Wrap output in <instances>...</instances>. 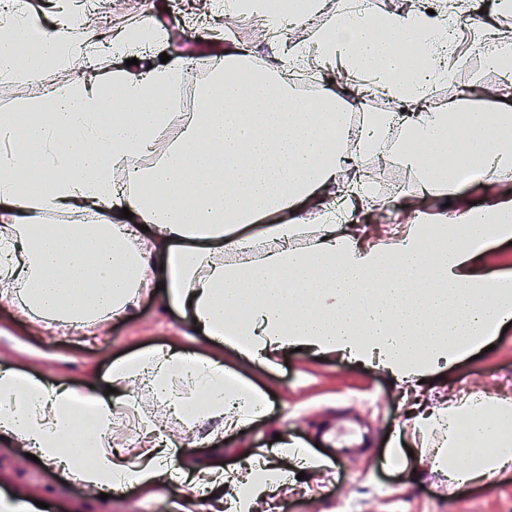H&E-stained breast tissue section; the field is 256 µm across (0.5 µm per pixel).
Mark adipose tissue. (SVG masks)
<instances>
[{"label": "adipose tissue", "mask_w": 512, "mask_h": 512, "mask_svg": "<svg viewBox=\"0 0 512 512\" xmlns=\"http://www.w3.org/2000/svg\"><path fill=\"white\" fill-rule=\"evenodd\" d=\"M0 38L9 42L0 50L7 80L88 61L96 33L58 19L8 27ZM303 54L336 64L351 92L372 86L401 98L406 112L368 114L353 133L335 94L300 99L287 81L239 59L213 67L197 112L146 167L136 160L171 121L158 89L179 79L181 64L136 76L91 65L66 89L23 104L28 128L0 117L9 154L0 161V301L35 328L102 331L155 292L203 338L268 368L280 350L304 347L377 365L399 382L485 345L512 315V277L480 272L473 245L512 239V201L497 197L435 224L415 220L386 246L343 226L376 203L361 167L367 157L394 155L417 171L421 198L455 193L460 167L501 184L512 174V111L472 110L467 126L449 133L447 109L425 104L431 85L448 77V28L416 0L379 14L346 0ZM131 105L133 122L124 114ZM395 126L403 131L396 146L388 139ZM415 141L424 150L412 149ZM25 180L40 185L38 198H19ZM49 207L99 219L61 231L43 222ZM125 208L132 219L121 218ZM253 224L260 232L248 233ZM224 378L223 361L170 348L114 361L102 388L46 385L4 368L0 437L92 489L132 481L154 490L183 472L172 437L142 411L132 382L146 381L179 422L220 436L262 411L250 388ZM486 413L496 423L480 437L483 453L458 464V420ZM417 421L443 433L433 459L453 481H485L512 464L511 404L470 395ZM123 428L147 449L131 465L112 448ZM188 475L218 512H258L285 486L279 466L259 458L241 477L211 467Z\"/></svg>", "instance_id": "obj_1"}]
</instances>
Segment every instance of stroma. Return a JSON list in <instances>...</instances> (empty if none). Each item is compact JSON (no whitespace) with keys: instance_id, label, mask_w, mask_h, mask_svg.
Returning a JSON list of instances; mask_svg holds the SVG:
<instances>
[{"instance_id":"stroma-1","label":"stroma","mask_w":512,"mask_h":512,"mask_svg":"<svg viewBox=\"0 0 512 512\" xmlns=\"http://www.w3.org/2000/svg\"><path fill=\"white\" fill-rule=\"evenodd\" d=\"M497 0H462L465 35L484 25L512 28V16L496 8ZM336 11L325 0L322 11L288 31L286 45L268 48L262 23L250 18L228 20L227 32L216 31L200 0H96L87 20L111 34L150 21L166 40L163 50L182 63L186 74L200 64L230 56L262 63L285 75L289 46H305ZM70 68H49L38 83L0 80V111L58 91L73 81ZM440 107L456 101L467 108H512V79L506 80L472 61L453 81H439L427 96ZM362 168L380 185L378 204L359 227L375 243L393 237L395 225L423 214L435 222L448 210L485 205L497 187L468 179L454 196L441 193L418 199L417 176L396 159L363 160ZM492 348L479 358L462 357L440 364L424 381L396 382L368 363L305 349L283 350L276 369L244 360L235 350L196 336L186 319L166 308L160 298L141 296L132 315L112 319L107 333L91 339L64 335L55 328L33 330L0 301V367L36 374L49 384L86 383L103 379L113 361L151 349L170 347L200 358L221 359L227 372L259 397L263 414L243 432L227 434L218 443L204 429H174L183 469L209 466L233 471L250 456H271L276 438L305 444L323 460L321 474H301L299 464L279 458L289 475L285 494L274 497L270 512H512V468L479 484L457 485L447 470L434 468L433 450L440 433L419 432L414 408L454 404L457 396L485 393L512 401V327L491 337ZM408 445L399 466L388 462L395 445ZM17 500H61L68 512H181L194 500L195 512H210L186 480H165L159 493L146 495L136 484L100 498L83 483L65 479L52 464L23 458L19 449L0 440V495Z\"/></svg>"}]
</instances>
